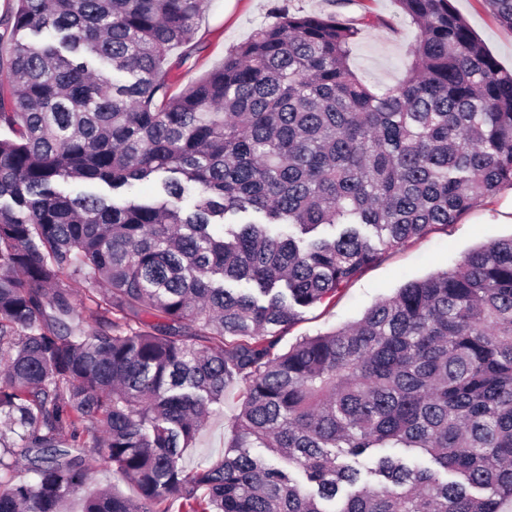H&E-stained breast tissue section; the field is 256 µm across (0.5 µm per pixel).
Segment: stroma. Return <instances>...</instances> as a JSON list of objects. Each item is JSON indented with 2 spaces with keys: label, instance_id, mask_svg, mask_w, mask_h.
<instances>
[{
  "label": "stroma",
  "instance_id": "1",
  "mask_svg": "<svg viewBox=\"0 0 512 512\" xmlns=\"http://www.w3.org/2000/svg\"><path fill=\"white\" fill-rule=\"evenodd\" d=\"M453 6L501 66L512 70V30L498 24L484 0H453ZM276 8L296 14L385 18L388 27L363 28L350 64L368 84L377 87L394 86L403 79L418 30L400 14L394 0H208L205 11L195 21L199 43L196 62L173 71L176 85L186 86L219 66L232 49L271 23V13ZM511 236L512 188L506 187L494 197L479 201L457 223L435 226L424 237L388 251L382 262L365 271L335 298L304 309L288 327L282 342L288 345L301 337L351 324L405 282L454 267L471 250ZM238 412L237 400L230 397L211 414L194 448L183 455L186 469H195L223 454Z\"/></svg>",
  "mask_w": 512,
  "mask_h": 512
}]
</instances>
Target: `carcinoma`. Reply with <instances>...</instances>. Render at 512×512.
Wrapping results in <instances>:
<instances>
[{
  "label": "carcinoma",
  "instance_id": "1",
  "mask_svg": "<svg viewBox=\"0 0 512 512\" xmlns=\"http://www.w3.org/2000/svg\"><path fill=\"white\" fill-rule=\"evenodd\" d=\"M16 2L0 468L36 481L0 480V512H69L95 457L138 496L81 512H512V237L280 348L300 309L512 187V70L452 0H395L418 28L396 86L350 65L387 22L283 9L177 92L207 0ZM485 2L512 30V0ZM234 390L228 451L186 470Z\"/></svg>",
  "mask_w": 512,
  "mask_h": 512
}]
</instances>
